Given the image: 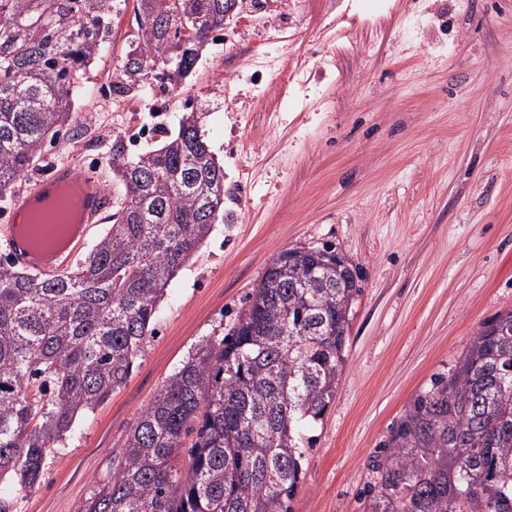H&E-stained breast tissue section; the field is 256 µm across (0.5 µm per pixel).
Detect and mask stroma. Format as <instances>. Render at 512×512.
Instances as JSON below:
<instances>
[{
	"label": "stroma",
	"mask_w": 512,
	"mask_h": 512,
	"mask_svg": "<svg viewBox=\"0 0 512 512\" xmlns=\"http://www.w3.org/2000/svg\"><path fill=\"white\" fill-rule=\"evenodd\" d=\"M122 2L69 125L16 190L76 163L114 196L113 155L159 146L191 107L224 166V220L170 282L130 378L77 418L33 491L14 492L17 512H75L168 378L233 327L273 258L323 245L360 266L362 293L336 395L307 431L294 512H369L371 464L395 421L512 309V0H388L378 15L268 0L250 25L219 31L179 88L135 96L111 81L137 32L135 0ZM247 53L319 84L257 93Z\"/></svg>",
	"instance_id": "1"
}]
</instances>
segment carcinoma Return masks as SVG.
I'll return each mask as SVG.
<instances>
[{
    "label": "carcinoma",
    "instance_id": "cac0c4a2",
    "mask_svg": "<svg viewBox=\"0 0 512 512\" xmlns=\"http://www.w3.org/2000/svg\"><path fill=\"white\" fill-rule=\"evenodd\" d=\"M111 0H0V200L69 116L109 34ZM120 93L189 75L225 0H136ZM182 48L181 54L170 53ZM112 224L74 272L0 268V483L34 488L78 414L127 380L177 272L224 218V167L199 116L112 161ZM361 271L324 246L281 251L237 322L201 342L142 410L112 475L76 512H293L346 362ZM373 460L371 512H512V310L485 323Z\"/></svg>",
    "mask_w": 512,
    "mask_h": 512
}]
</instances>
